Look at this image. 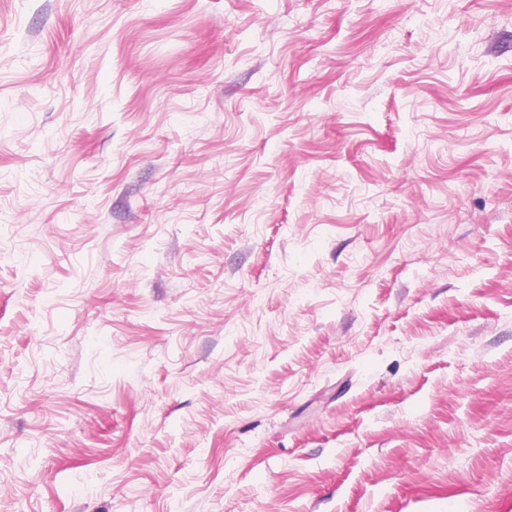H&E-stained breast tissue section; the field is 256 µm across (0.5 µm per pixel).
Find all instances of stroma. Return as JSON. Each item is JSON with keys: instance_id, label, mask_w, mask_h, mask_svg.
<instances>
[{"instance_id": "1", "label": "stroma", "mask_w": 512, "mask_h": 512, "mask_svg": "<svg viewBox=\"0 0 512 512\" xmlns=\"http://www.w3.org/2000/svg\"><path fill=\"white\" fill-rule=\"evenodd\" d=\"M0 512H512V0H0Z\"/></svg>"}]
</instances>
